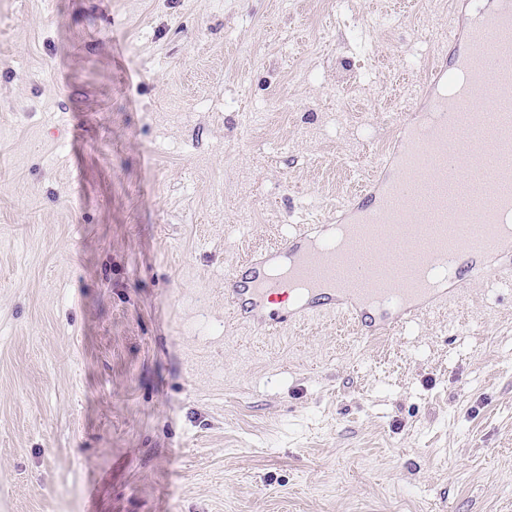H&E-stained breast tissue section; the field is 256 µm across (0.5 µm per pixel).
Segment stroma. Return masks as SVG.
<instances>
[{
  "mask_svg": "<svg viewBox=\"0 0 512 512\" xmlns=\"http://www.w3.org/2000/svg\"><path fill=\"white\" fill-rule=\"evenodd\" d=\"M0 0V512H512V287L349 343L224 278L347 202L448 0Z\"/></svg>",
  "mask_w": 512,
  "mask_h": 512,
  "instance_id": "stroma-1",
  "label": "stroma"
}]
</instances>
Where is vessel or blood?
I'll use <instances>...</instances> for the list:
<instances>
[{
  "label": "vessel or blood",
  "mask_w": 512,
  "mask_h": 512,
  "mask_svg": "<svg viewBox=\"0 0 512 512\" xmlns=\"http://www.w3.org/2000/svg\"><path fill=\"white\" fill-rule=\"evenodd\" d=\"M503 4L487 0L475 9L469 0H456L448 51L423 86L419 108L398 122L389 151L346 206L349 238L338 240L332 223L297 227L251 270L225 278L230 320L273 335L283 324L337 312L356 329L387 335L457 299V282L481 277L483 259L512 275V238L497 234L501 217L512 214V42L505 38L512 9ZM486 72L496 75L509 106L474 112L469 139L449 148L446 121L471 110ZM463 197L470 201L464 211L458 207ZM363 236L371 238L380 261L337 277V244L352 250ZM493 236V250L478 249L479 241ZM393 243L405 251V266L389 260ZM449 252L456 263L447 275L437 266ZM277 297L286 302L281 314L261 317L260 309Z\"/></svg>",
  "instance_id": "vessel-or-blood-1"
}]
</instances>
